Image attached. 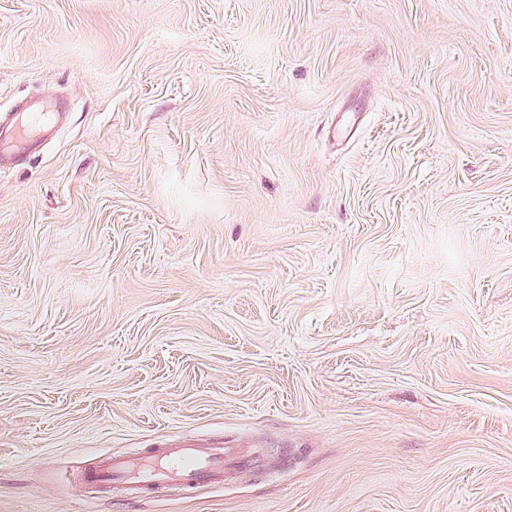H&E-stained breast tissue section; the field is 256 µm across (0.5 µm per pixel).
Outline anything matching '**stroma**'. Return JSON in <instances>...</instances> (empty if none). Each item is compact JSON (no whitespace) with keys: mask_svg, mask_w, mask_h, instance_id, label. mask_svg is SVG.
<instances>
[{"mask_svg":"<svg viewBox=\"0 0 512 512\" xmlns=\"http://www.w3.org/2000/svg\"><path fill=\"white\" fill-rule=\"evenodd\" d=\"M0 512H512V0H0ZM221 440L220 488L76 469Z\"/></svg>","mask_w":512,"mask_h":512,"instance_id":"35a3bbf8","label":"stroma"}]
</instances>
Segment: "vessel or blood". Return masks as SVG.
<instances>
[{
  "label": "vessel or blood",
  "instance_id": "obj_1",
  "mask_svg": "<svg viewBox=\"0 0 512 512\" xmlns=\"http://www.w3.org/2000/svg\"><path fill=\"white\" fill-rule=\"evenodd\" d=\"M46 118V113L30 112L15 122L10 115H2L0 130L11 126L22 135ZM227 465L225 448L202 444L193 438H178L135 455L102 457L96 467L83 474L80 483L106 486L116 495L136 497L173 489L220 488L224 485Z\"/></svg>",
  "mask_w": 512,
  "mask_h": 512
}]
</instances>
